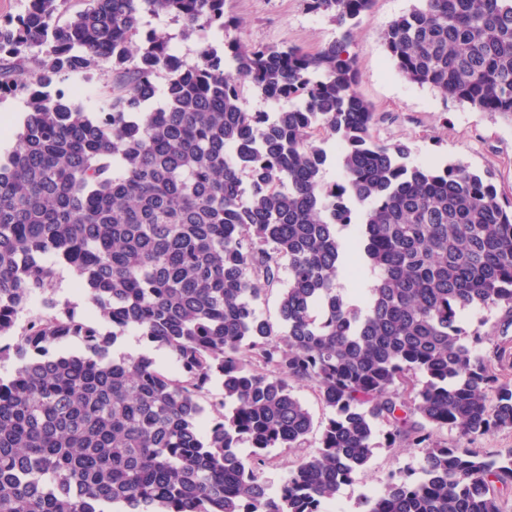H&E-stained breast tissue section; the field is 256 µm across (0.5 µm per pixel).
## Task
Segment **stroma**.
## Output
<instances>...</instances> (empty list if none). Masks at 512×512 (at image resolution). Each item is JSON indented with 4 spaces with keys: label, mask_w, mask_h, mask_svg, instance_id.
Wrapping results in <instances>:
<instances>
[{
    "label": "stroma",
    "mask_w": 512,
    "mask_h": 512,
    "mask_svg": "<svg viewBox=\"0 0 512 512\" xmlns=\"http://www.w3.org/2000/svg\"><path fill=\"white\" fill-rule=\"evenodd\" d=\"M415 0H375L354 30L350 52L361 74L360 96L378 115L374 137L383 143L404 142L413 164L456 163L475 173L491 172L498 191L512 195V120L492 112H481L466 103L444 99L435 90L410 82L394 67L382 42L388 24L409 11ZM226 15L236 21L228 37L246 44L296 45L313 51L341 33L331 16L307 10L304 0H225ZM142 32L170 38L178 54L195 59L207 45H220L221 37L198 31L181 37L180 27L164 16L146 15ZM66 83L76 92L75 103L92 116L108 102L109 78L70 75ZM58 286L49 294L32 298L19 316V324L43 315L47 299L77 304L80 314L91 317L95 310L86 300L79 280L69 279L65 267H58ZM146 354L168 370H175L172 352L148 342L137 330L126 331L109 348L111 358ZM422 458L418 449L395 451L374 449L366 468L353 482L341 486L323 512H359V503L381 487L389 475L405 468H417Z\"/></svg>",
    "instance_id": "obj_1"
}]
</instances>
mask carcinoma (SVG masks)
I'll return each mask as SVG.
<instances>
[{
  "label": "carcinoma",
  "mask_w": 512,
  "mask_h": 512,
  "mask_svg": "<svg viewBox=\"0 0 512 512\" xmlns=\"http://www.w3.org/2000/svg\"><path fill=\"white\" fill-rule=\"evenodd\" d=\"M70 2L27 0L0 22V99L28 104L0 159V340L15 338L0 361H21L0 379V512H321L379 430L427 453L361 512H506L512 449L465 441L512 429V381L465 319L500 307L512 326V200L488 175L411 165L407 145L373 138L349 52L373 0H305L344 28L315 52L226 40L194 60L140 37L142 17L222 34L224 0H83L72 15ZM382 40L409 81L512 117V0H417ZM106 63L110 100L88 117L63 82ZM243 78L292 106L249 111ZM316 130L340 142L331 186ZM350 224L349 272L364 259L372 273L355 303L336 288ZM285 261L277 332L254 303ZM58 266L100 318L54 301L13 336ZM129 329L168 347L178 374L109 358ZM73 337L85 354L56 350ZM292 381L330 417L273 491L269 451L303 448L314 426ZM444 428L459 442L434 440Z\"/></svg>",
  "instance_id": "cac0c4a2"
}]
</instances>
